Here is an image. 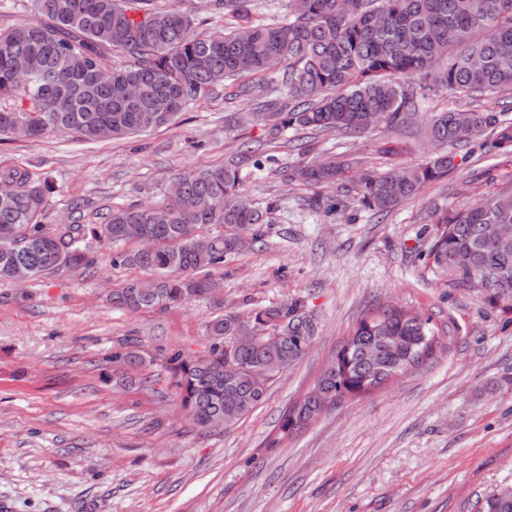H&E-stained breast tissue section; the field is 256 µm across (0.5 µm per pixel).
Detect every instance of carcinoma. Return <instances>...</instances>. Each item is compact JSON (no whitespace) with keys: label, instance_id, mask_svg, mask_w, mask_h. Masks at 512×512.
<instances>
[{"label":"carcinoma","instance_id":"cac0c4a2","mask_svg":"<svg viewBox=\"0 0 512 512\" xmlns=\"http://www.w3.org/2000/svg\"><path fill=\"white\" fill-rule=\"evenodd\" d=\"M34 17L0 29V99L18 97L20 109L0 107V138L38 139L74 133L88 140L123 139L177 119L186 106L224 82L248 74L277 77L278 95L255 103L253 117L276 139L289 129L344 137L374 130L371 119L396 129L409 125L434 88L471 96L512 91V0H285L288 19L278 24L245 21L201 34L195 18L151 0H32ZM251 0H203L212 12L240 17ZM455 38L448 40V32ZM121 50L128 64L112 63ZM39 67L24 75L26 64ZM437 147L424 162L381 174L369 170L336 195L319 196L312 208L334 215L350 205L387 215L427 184L458 168L456 150L477 140L512 157V116L460 109L430 116L424 127ZM301 160L282 171L286 183L331 185L347 163ZM239 164L229 161L174 174L168 203L113 211L102 224L42 223L53 186L22 167L0 168V278L22 268L33 279L91 267L81 247L88 236L115 249L112 265L138 268L147 277L112 290L110 302L131 312L167 309L191 299L218 300L214 272L241 252L239 235L261 242L269 209L253 206L239 189ZM434 239L426 258L454 283L483 281L485 301L512 300V236L494 237L491 225H512V187L483 196L465 210L436 207ZM204 227L214 228L208 235ZM294 325L262 345L233 343L244 325ZM299 299L245 317L232 309L211 319L214 343L202 354L178 351L164 368L181 407L205 432L224 430L264 401L278 379L310 347L316 326ZM439 345L431 319L384 306L361 318L335 353L339 365L319 376L323 399L334 406L363 396L423 364ZM138 350L112 353L120 375L142 367ZM276 366L256 387L252 369ZM325 404L306 394L289 407L280 430L299 431Z\"/></svg>","mask_w":512,"mask_h":512}]
</instances>
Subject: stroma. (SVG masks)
Segmentation results:
<instances>
[{
    "mask_svg": "<svg viewBox=\"0 0 512 512\" xmlns=\"http://www.w3.org/2000/svg\"><path fill=\"white\" fill-rule=\"evenodd\" d=\"M252 101L217 93L175 124L122 141L53 134L0 140V167L49 174L46 224H96L107 209L162 204L170 176L227 161L240 143L266 151V127L224 130ZM402 148L372 131L351 152L378 173L421 163L427 142ZM242 194L270 208L263 242L224 263V303L241 313L304 301L317 329L304 358L244 420L204 434L186 418L163 367L201 352L219 310L194 301L131 313L106 300L139 277L112 266L94 239L92 271L22 284L0 280V504L8 512H480L512 487V301L485 302L425 257L433 204L455 209L512 184V161L474 146L447 180L385 217L350 209L328 218L315 187L284 183L273 165L241 168ZM394 304L431 317L441 341L426 363L343 401L291 437L285 409L310 389L361 317ZM137 348L150 365L113 386L111 357Z\"/></svg>",
    "mask_w": 512,
    "mask_h": 512,
    "instance_id": "1",
    "label": "stroma"
}]
</instances>
